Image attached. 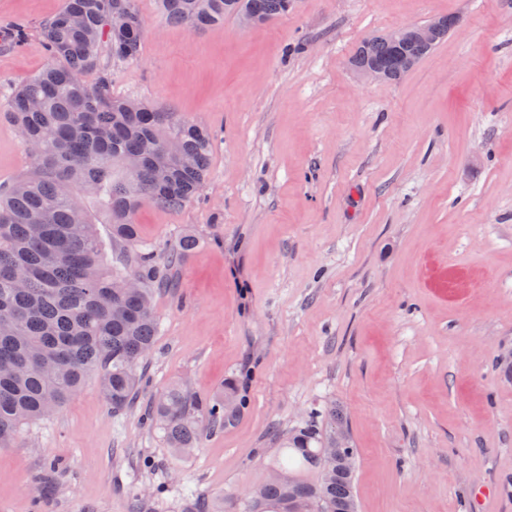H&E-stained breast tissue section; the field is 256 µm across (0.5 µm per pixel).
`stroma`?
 Instances as JSON below:
<instances>
[{"label": "stroma", "instance_id": "1", "mask_svg": "<svg viewBox=\"0 0 512 512\" xmlns=\"http://www.w3.org/2000/svg\"><path fill=\"white\" fill-rule=\"evenodd\" d=\"M64 0H0V83L49 56ZM141 53L112 90L214 134L200 194L144 205L140 236L183 255L133 404L96 375L0 448V512H245L282 440L337 404L357 450L358 512H512V0H298L288 15L197 31L136 0ZM460 25L395 82L349 64L368 36ZM0 98V184L29 169ZM185 381L244 401L190 456L145 410ZM491 495L479 507L469 494Z\"/></svg>", "mask_w": 512, "mask_h": 512}]
</instances>
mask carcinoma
Segmentation results:
<instances>
[{"instance_id":"1","label":"carcinoma","mask_w":512,"mask_h":512,"mask_svg":"<svg viewBox=\"0 0 512 512\" xmlns=\"http://www.w3.org/2000/svg\"><path fill=\"white\" fill-rule=\"evenodd\" d=\"M160 2L168 20L194 29L242 10L264 24L290 7V0ZM144 27L135 0H65L40 25L48 66L17 88L0 84L22 144L35 146L29 172L0 185L1 448L74 396L93 372L112 412L122 413L158 336L154 295L171 284L177 255L161 259L141 240L134 215L144 203L175 212L200 194L213 134L147 101L131 110L129 99L112 93V62L140 54ZM429 53L381 39L367 51L358 47L351 66L371 62L397 81ZM92 72L97 79L88 83ZM151 139L155 153L144 150ZM101 215L111 225L110 263L96 230ZM130 275L139 288L113 287ZM235 397L229 387L202 399L177 384L159 394L147 419L167 447L185 455L232 418ZM340 429L347 424L334 404L293 429L284 447L294 454L274 468L299 482L269 477L249 512H347L357 449L348 436L338 454L328 452Z\"/></svg>"}]
</instances>
